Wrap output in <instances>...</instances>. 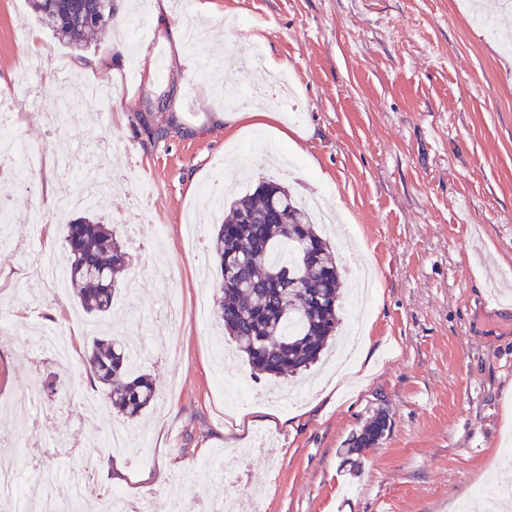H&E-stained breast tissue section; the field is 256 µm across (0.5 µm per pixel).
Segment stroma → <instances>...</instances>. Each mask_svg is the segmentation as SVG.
<instances>
[{
    "instance_id": "1",
    "label": "stroma",
    "mask_w": 512,
    "mask_h": 512,
    "mask_svg": "<svg viewBox=\"0 0 512 512\" xmlns=\"http://www.w3.org/2000/svg\"><path fill=\"white\" fill-rule=\"evenodd\" d=\"M138 2L125 0L82 52L41 31L47 67L112 57L98 119L63 121L83 80L23 74L22 40L40 24L28 0H0V96L22 139L43 150L26 186L1 192L13 242L0 245V455L17 480L0 504L37 512L51 472L58 512H71L78 481L149 499L154 512L216 490L262 512H487L478 488L512 482L495 460L512 446V8L489 33L475 0H168L140 31ZM180 22L203 27L183 47L191 70L160 36ZM253 35L260 56L240 68ZM277 70L286 92L272 107L289 139L225 128L228 105ZM160 97L168 111H153ZM272 152L308 170L335 213L342 319L352 271L371 268L376 285L347 357L332 344L309 371L259 378L244 358L219 364L228 341L194 309L216 298L220 278L217 219L202 194L218 181L240 194L265 178L298 192ZM87 167L104 180L121 171L138 190L113 191L94 213L130 244L123 277L134 286L118 292L107 323L28 279L30 257L61 256L66 224L89 213L47 203L46 186ZM36 209L50 226L30 222ZM53 330L69 364L42 346ZM104 333L147 343L139 370L159 398L139 417L82 409L87 351ZM33 385L42 405L31 435L15 401ZM381 409L390 431L347 463L352 435ZM117 459L120 480L102 482Z\"/></svg>"
}]
</instances>
